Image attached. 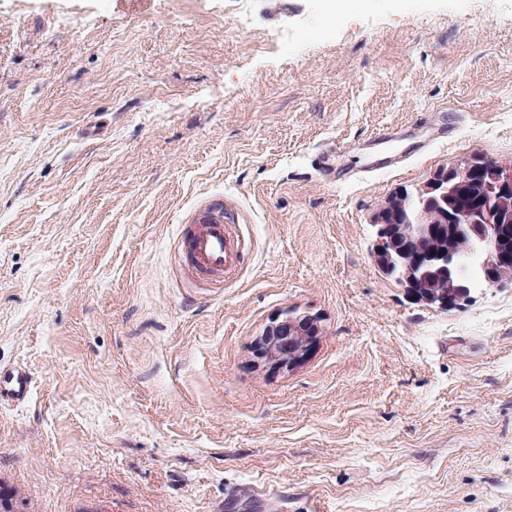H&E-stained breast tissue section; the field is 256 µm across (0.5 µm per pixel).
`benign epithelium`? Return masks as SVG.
<instances>
[{
  "label": "benign epithelium",
  "mask_w": 512,
  "mask_h": 512,
  "mask_svg": "<svg viewBox=\"0 0 512 512\" xmlns=\"http://www.w3.org/2000/svg\"><path fill=\"white\" fill-rule=\"evenodd\" d=\"M452 169L458 185L481 179L488 194L468 199L457 213L437 209L448 198V183L434 174L416 188L427 206L412 221H401L396 192L385 198L374 218L376 238L371 258L378 269L392 271L413 300L439 308L470 298L482 280L488 288L512 282V161L489 162L479 153L457 159ZM321 336L318 317L285 314L255 339L257 365L291 372L314 352Z\"/></svg>",
  "instance_id": "benign-epithelium-1"
}]
</instances>
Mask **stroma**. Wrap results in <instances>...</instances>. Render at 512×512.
I'll return each mask as SVG.
<instances>
[{
  "label": "stroma",
  "mask_w": 512,
  "mask_h": 512,
  "mask_svg": "<svg viewBox=\"0 0 512 512\" xmlns=\"http://www.w3.org/2000/svg\"><path fill=\"white\" fill-rule=\"evenodd\" d=\"M289 44H282L284 33ZM512 160V0H0V485L26 512H512V283L411 299L389 194ZM214 202L238 276L177 240ZM316 315L310 359L254 362ZM321 330L320 320L311 314L291 312L276 318L254 341L255 362L275 373L291 372L311 357ZM32 387L33 379L26 368L0 369V404L19 405L26 402Z\"/></svg>",
  "instance_id": "1"
}]
</instances>
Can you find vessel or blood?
Instances as JSON below:
<instances>
[{
	"mask_svg": "<svg viewBox=\"0 0 512 512\" xmlns=\"http://www.w3.org/2000/svg\"><path fill=\"white\" fill-rule=\"evenodd\" d=\"M243 237L238 225L226 223L221 208H211L204 224L180 237V247L192 273L230 275L238 271ZM33 379L24 367L0 369V404L19 405L32 392Z\"/></svg>",
	"mask_w": 512,
	"mask_h": 512,
	"instance_id": "b4317fda",
	"label": "vessel or blood"
}]
</instances>
